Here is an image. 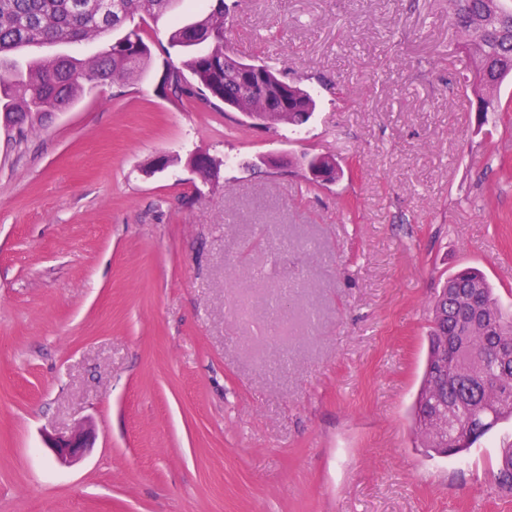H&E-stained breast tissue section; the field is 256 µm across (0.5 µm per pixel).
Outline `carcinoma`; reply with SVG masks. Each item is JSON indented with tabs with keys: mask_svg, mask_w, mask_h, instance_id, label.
<instances>
[{
	"mask_svg": "<svg viewBox=\"0 0 512 512\" xmlns=\"http://www.w3.org/2000/svg\"><path fill=\"white\" fill-rule=\"evenodd\" d=\"M94 0H0V114L23 128L49 112L73 107L87 93L108 83L125 82L146 73L152 49L130 29L141 48L118 49L105 44L89 58L58 56L21 63L11 54L46 42H77L102 38L120 22L139 15L158 20L168 0H119L117 15L92 6ZM196 10L191 26H177L169 43H191L179 63H164L161 91L177 102L196 99L209 106L250 114L266 110L269 95L283 85L277 72L265 67L266 81L243 85L235 72L241 65L224 52V0H186ZM448 12L464 36L460 49L473 73L470 84L476 111L500 108L497 88L512 74V4L507 0H448ZM288 111L279 122L300 126L316 102L307 90L288 85ZM465 336L463 352L439 375L433 357L440 336ZM512 419V313L498 303L485 274L466 267L448 277L432 303L430 347L414 406V425L424 447L440 451L454 444L458 454L474 444L495 423ZM497 487L512 494V443L500 453Z\"/></svg>",
	"mask_w": 512,
	"mask_h": 512,
	"instance_id": "cac0c4a2",
	"label": "carcinoma"
}]
</instances>
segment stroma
<instances>
[{
	"label": "stroma",
	"mask_w": 512,
	"mask_h": 512,
	"mask_svg": "<svg viewBox=\"0 0 512 512\" xmlns=\"http://www.w3.org/2000/svg\"><path fill=\"white\" fill-rule=\"evenodd\" d=\"M226 3V52L314 96L301 131L164 96L181 8L135 19L139 81L0 127V512H512L511 421L444 457L412 415L448 275L512 310V76L476 112L448 0ZM91 431L79 428L68 435L48 434L45 438L54 458L61 464H70L83 458L92 448ZM500 492L512 494V443L503 445L499 459V469L496 479Z\"/></svg>",
	"instance_id": "obj_1"
}]
</instances>
